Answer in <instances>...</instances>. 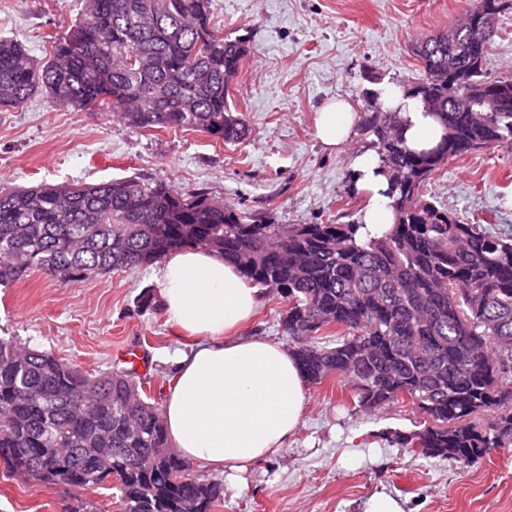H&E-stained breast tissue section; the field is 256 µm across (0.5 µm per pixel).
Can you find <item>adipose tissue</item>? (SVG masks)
Masks as SVG:
<instances>
[{
  "label": "adipose tissue",
  "instance_id": "ef3b65f1",
  "mask_svg": "<svg viewBox=\"0 0 512 512\" xmlns=\"http://www.w3.org/2000/svg\"><path fill=\"white\" fill-rule=\"evenodd\" d=\"M378 93L385 108L399 112L411 149L437 144L441 125L404 85L387 82ZM357 120L350 102L328 101L320 109L316 135L328 147L342 146ZM353 167L355 186L366 198L361 222L372 230L388 227L394 216L377 153L358 154ZM160 274L169 321L199 339L176 358L170 378L164 419L172 446L186 459L235 472L287 448L306 391L294 357L263 337L228 336L252 315L257 289L233 264L205 248L172 253Z\"/></svg>",
  "mask_w": 512,
  "mask_h": 512
}]
</instances>
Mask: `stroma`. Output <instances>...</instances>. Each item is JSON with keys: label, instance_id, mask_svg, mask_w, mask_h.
<instances>
[{"label": "stroma", "instance_id": "35a3bbf8", "mask_svg": "<svg viewBox=\"0 0 512 512\" xmlns=\"http://www.w3.org/2000/svg\"><path fill=\"white\" fill-rule=\"evenodd\" d=\"M472 0H212L224 33L249 35L252 52L233 102L252 134L241 145L194 131L126 127L108 110L76 111L37 95L0 109V186L163 179L204 193L272 224H325L364 205L353 191L352 160L369 139L354 134L338 150L314 135L320 107L342 97L367 106L373 82H418L412 52L420 39L459 24ZM83 0H0V36L23 42L38 63L54 53L52 37L80 16ZM428 195L460 220L512 237V146L453 160ZM287 303L261 294L239 330L280 344ZM0 336L52 353L95 373L120 367L138 350L137 369L164 402L173 358L195 339L166 320L159 267L123 269L71 286L40 272L0 287ZM425 418L398 402L360 408L351 381L332 377L306 389L299 427L279 454L241 472L218 475L192 463L204 479L220 478L215 512H363L374 495L404 512H512V447L470 464L423 457L392 431L423 429ZM0 512H123L113 489L95 492L48 485L0 471Z\"/></svg>", "mask_w": 512, "mask_h": 512}]
</instances>
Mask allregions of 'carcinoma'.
Returning a JSON list of instances; mask_svg holds the SVG:
<instances>
[{
    "instance_id": "obj_1",
    "label": "carcinoma",
    "mask_w": 512,
    "mask_h": 512,
    "mask_svg": "<svg viewBox=\"0 0 512 512\" xmlns=\"http://www.w3.org/2000/svg\"><path fill=\"white\" fill-rule=\"evenodd\" d=\"M80 17L36 64L0 38V108L35 94L77 111L109 109L136 130L199 131L225 143L251 130L230 85L250 38L211 24V0H85ZM507 0H474L498 20ZM423 39L413 96L445 128L409 149L399 114L367 93L360 131L388 177L396 223H266L162 179L0 189V286L33 270L70 285L149 266L185 247L211 248L249 283L288 299L280 326L306 382L351 378L359 406L411 401L429 421L397 438L428 458L469 463L512 446V239L467 224L426 197L448 161L512 143V101L489 112L472 90L489 81L494 34L464 25ZM491 410L480 429L472 416ZM0 465L11 475L115 489L124 512H214L224 486L201 479L169 443L162 409L134 370L90 374L0 336Z\"/></svg>"
}]
</instances>
